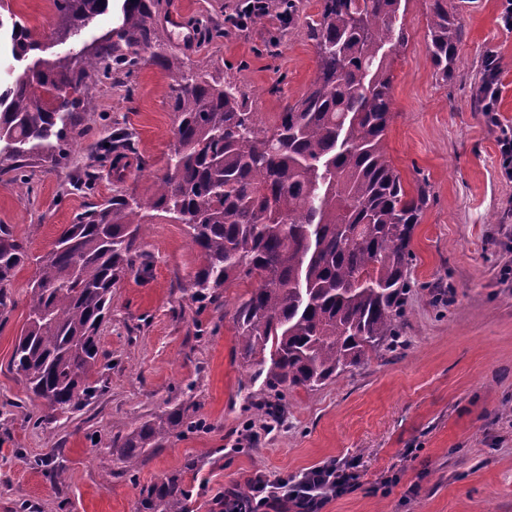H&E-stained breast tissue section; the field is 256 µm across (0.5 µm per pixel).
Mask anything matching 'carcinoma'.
<instances>
[{"instance_id":"obj_1","label":"carcinoma","mask_w":512,"mask_h":512,"mask_svg":"<svg viewBox=\"0 0 512 512\" xmlns=\"http://www.w3.org/2000/svg\"><path fill=\"white\" fill-rule=\"evenodd\" d=\"M402 0H319L307 26L316 77L282 111L264 120L234 82L167 55L157 22L159 0H124L112 33L78 51L44 56L42 39L16 20L7 0L10 50L33 62L0 87V175L27 185V160L61 163L93 109L88 79L129 75L141 53L174 82V143L162 174L145 194L115 195L78 213L37 258L27 319L11 364L28 391L54 412L73 414L100 391V331L112 286L146 265L140 240L157 220L182 224L202 263L189 297L218 303L227 284L251 285L234 317L236 353L263 379L275 401L256 405L277 419L284 392L315 390L401 336L412 285L411 239L426 190H406L387 156L394 120L389 56L404 45L397 24ZM66 42L109 0H52ZM429 53L448 81L457 64L459 24L448 0H431ZM130 142L120 132L96 155L118 163ZM30 256L0 225L3 288ZM196 408L182 403L112 438L108 449L132 467L151 448L196 427ZM140 512H189L184 474L145 490Z\"/></svg>"}]
</instances>
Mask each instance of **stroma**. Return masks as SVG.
<instances>
[{
	"label": "stroma",
	"instance_id": "stroma-1",
	"mask_svg": "<svg viewBox=\"0 0 512 512\" xmlns=\"http://www.w3.org/2000/svg\"><path fill=\"white\" fill-rule=\"evenodd\" d=\"M245 26L231 27L245 0H160L159 19L182 7L195 45L167 36L172 56L223 72L269 117L313 80L316 54L306 36L318 0H284ZM47 54L63 53L50 0H12ZM460 22L456 69L436 77L428 50L429 0H407L398 22L407 40L394 55V120L387 153L407 188L426 185L408 268L413 285L397 346L381 348L319 390L287 393L277 424L263 423L250 399L261 383L236 355L233 315L249 287L233 283L217 304L192 302L186 288L201 258L180 224L150 225L141 242L147 269L112 292L100 345L103 390L80 412L51 419L10 367L26 320L35 257L77 213L124 189L144 193L162 172L173 141L169 79L153 63L132 75L92 80L95 108L65 163L33 161L31 183L0 176V224L32 257L6 288L0 308V512H138L140 493L185 471L189 512H219L225 487L255 473L298 479L336 461L355 486L322 512H512V182L500 175L491 126L473 97L487 59L502 84L499 118L512 125V32L498 0H448ZM129 133L144 160L139 177L95 162L94 147L114 130ZM93 170L95 188L73 187ZM185 401L199 430L171 437L124 470L106 445L137 422ZM254 440H247V430Z\"/></svg>",
	"mask_w": 512,
	"mask_h": 512
}]
</instances>
